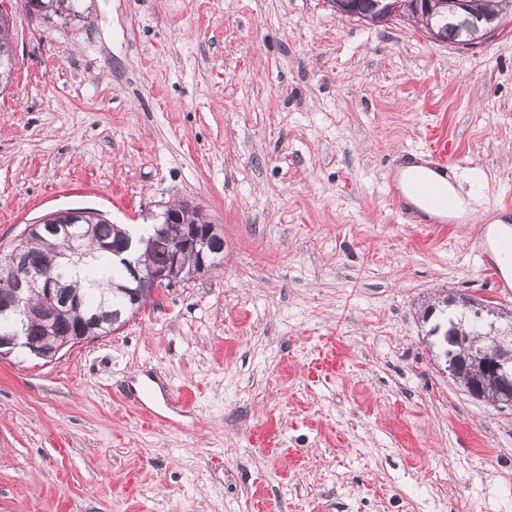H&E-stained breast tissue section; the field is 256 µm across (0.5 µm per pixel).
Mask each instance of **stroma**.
I'll use <instances>...</instances> for the list:
<instances>
[{"instance_id":"1","label":"stroma","mask_w":512,"mask_h":512,"mask_svg":"<svg viewBox=\"0 0 512 512\" xmlns=\"http://www.w3.org/2000/svg\"><path fill=\"white\" fill-rule=\"evenodd\" d=\"M81 8L0 0V251L49 212L187 203L224 259L52 363L0 359V512H512V408L422 320L445 295L512 309L480 256L512 201V27L465 50L326 0ZM440 136L472 214L403 223L391 163ZM26 2L29 11L55 15L65 24L83 18L78 10L79 0H27ZM12 41L9 38L7 19L0 16V86L7 84L12 76L15 65V56L11 57Z\"/></svg>"}]
</instances>
